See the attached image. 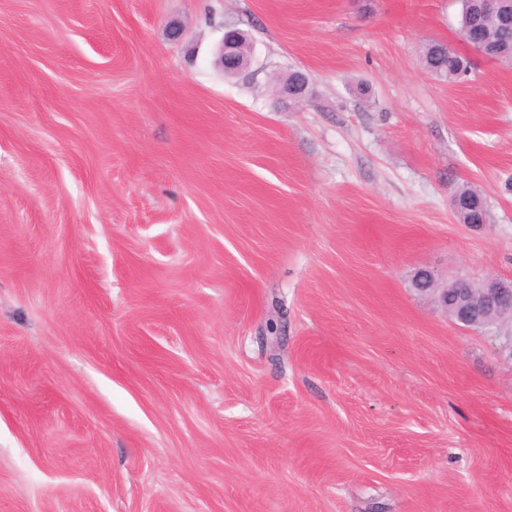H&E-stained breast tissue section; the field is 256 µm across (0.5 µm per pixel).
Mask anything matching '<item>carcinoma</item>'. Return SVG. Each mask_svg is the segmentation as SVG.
I'll return each mask as SVG.
<instances>
[{
	"instance_id": "1",
	"label": "carcinoma",
	"mask_w": 512,
	"mask_h": 512,
	"mask_svg": "<svg viewBox=\"0 0 512 512\" xmlns=\"http://www.w3.org/2000/svg\"><path fill=\"white\" fill-rule=\"evenodd\" d=\"M461 5L459 28L467 29L472 46L482 49L491 58L512 64V25L500 27L496 17L486 13L484 0H459ZM424 68L438 77L456 82L466 75L470 68L467 57L452 52L442 42H431L422 53ZM455 193L460 204L473 218L478 216L480 207L486 206L481 192L469 183L456 186Z\"/></svg>"
}]
</instances>
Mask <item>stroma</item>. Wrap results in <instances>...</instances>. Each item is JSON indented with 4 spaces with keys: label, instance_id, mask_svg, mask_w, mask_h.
I'll use <instances>...</instances> for the list:
<instances>
[{
    "label": "stroma",
    "instance_id": "1",
    "mask_svg": "<svg viewBox=\"0 0 512 512\" xmlns=\"http://www.w3.org/2000/svg\"><path fill=\"white\" fill-rule=\"evenodd\" d=\"M458 20L0 0V512H512V327L414 286L512 279V66ZM244 33L238 30L224 32L218 54V64L224 72L238 74L248 69L250 61L239 52ZM445 43L431 42L424 47L422 63L424 68L438 77L456 82L466 75L470 68V61L467 57L452 50ZM454 192L457 194L460 204L473 219L478 216L481 206L485 207L487 210V204L484 196L473 185L469 183L458 185ZM459 202L453 195H451L450 206L455 212H458L461 209Z\"/></svg>",
    "mask_w": 512,
    "mask_h": 512
}]
</instances>
